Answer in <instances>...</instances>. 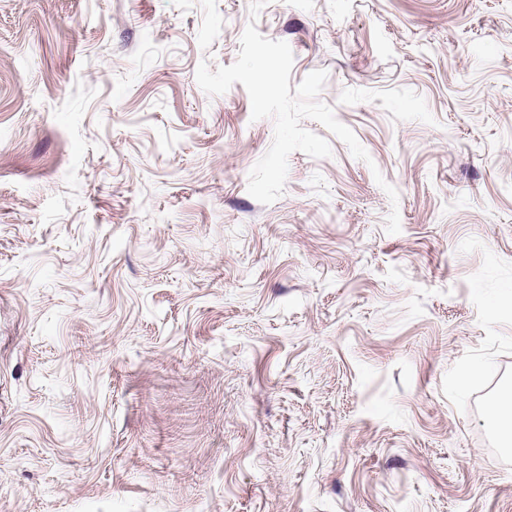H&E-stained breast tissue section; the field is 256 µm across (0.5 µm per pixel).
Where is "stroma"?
Instances as JSON below:
<instances>
[{
  "mask_svg": "<svg viewBox=\"0 0 512 512\" xmlns=\"http://www.w3.org/2000/svg\"><path fill=\"white\" fill-rule=\"evenodd\" d=\"M249 5L0 0V512H512V0ZM251 22L371 157L269 205ZM488 417L497 430L507 438L508 447H510L512 436L511 407L508 411H505L500 402H493L489 405Z\"/></svg>",
  "mask_w": 512,
  "mask_h": 512,
  "instance_id": "35a3bbf8",
  "label": "stroma"
}]
</instances>
